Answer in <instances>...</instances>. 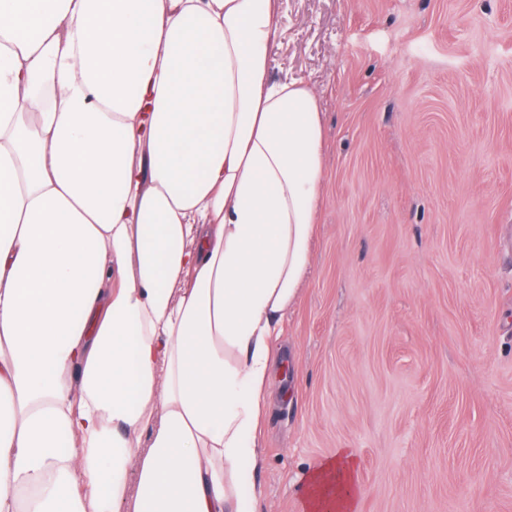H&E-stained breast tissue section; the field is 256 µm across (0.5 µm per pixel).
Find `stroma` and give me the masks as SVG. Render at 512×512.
<instances>
[{"label":"stroma","mask_w":512,"mask_h":512,"mask_svg":"<svg viewBox=\"0 0 512 512\" xmlns=\"http://www.w3.org/2000/svg\"><path fill=\"white\" fill-rule=\"evenodd\" d=\"M323 114L309 275L275 340L257 512L348 448L357 512H512V0H279Z\"/></svg>","instance_id":"1"}]
</instances>
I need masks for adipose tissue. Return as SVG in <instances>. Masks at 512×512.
<instances>
[{"label":"adipose tissue","mask_w":512,"mask_h":512,"mask_svg":"<svg viewBox=\"0 0 512 512\" xmlns=\"http://www.w3.org/2000/svg\"><path fill=\"white\" fill-rule=\"evenodd\" d=\"M278 18L0 0V512H255L324 170L314 90L268 77ZM302 489L355 512V456Z\"/></svg>","instance_id":"obj_1"}]
</instances>
